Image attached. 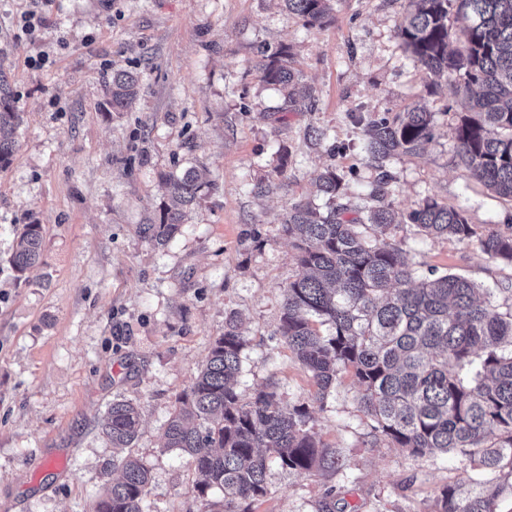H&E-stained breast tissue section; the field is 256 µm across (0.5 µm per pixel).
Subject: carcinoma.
Returning <instances> with one entry per match:
<instances>
[{"mask_svg": "<svg viewBox=\"0 0 512 512\" xmlns=\"http://www.w3.org/2000/svg\"><path fill=\"white\" fill-rule=\"evenodd\" d=\"M309 24H323L330 0H283ZM397 36L432 76L454 80L469 114L457 128L455 153L471 175L512 201V0H409ZM288 47L265 56V81L282 96L281 110L296 105V74ZM142 77L115 71L106 91L107 112H123L139 94ZM22 123L7 83L0 80V169L8 167ZM367 151L380 164L417 156L433 140V113L414 108L366 122ZM167 200L142 235L159 246L179 232L186 210L205 183L195 170L160 175ZM336 170L319 177L325 208L311 201L288 208L283 228L296 238V279L288 284L279 333L306 368L321 402L342 372L363 387L362 411L377 436L413 456L455 451L468 462L464 483L444 487L435 512H499L503 487L486 478L509 467L512 477V311L478 298L469 279L445 273L417 279L403 249L387 230L415 225L432 237L466 241L475 235L464 212L428 198L407 215L387 201L385 182L371 192L375 205L353 210L338 202ZM487 255L512 264V233L480 239ZM42 225L17 234L11 264L19 276L42 257ZM246 341L230 319L211 344L190 389L164 432V447L188 455L199 495L224 492V512H251L268 492L269 463L308 473L336 469L339 460L309 429V407H288L276 392L261 390L244 402L236 391ZM140 426L137 405L112 402L103 432L112 447H133ZM99 498L96 512H143L151 475L126 453Z\"/></svg>", "mask_w": 512, "mask_h": 512, "instance_id": "1", "label": "carcinoma"}]
</instances>
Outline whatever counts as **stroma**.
<instances>
[{
	"instance_id": "obj_1",
	"label": "stroma",
	"mask_w": 512,
	"mask_h": 512,
	"mask_svg": "<svg viewBox=\"0 0 512 512\" xmlns=\"http://www.w3.org/2000/svg\"><path fill=\"white\" fill-rule=\"evenodd\" d=\"M29 2L0 0V74L24 114L0 171V508L93 512L114 477L103 419L126 399L141 415L133 452L151 474L144 512H224L223 492L199 496L189 457L164 448L163 433L233 316L246 340L242 400L271 385L284 405L309 404L312 433L342 461L305 474L271 466L254 512H434L440 490L464 478L461 457L412 456L375 436L349 373L314 403L279 334L298 274L283 219L297 201L324 205L316 182L326 169L353 208L386 172L399 213L431 197L463 209L478 236L512 226V202L455 155L454 81L432 80L397 36L405 0H334L320 25L282 0H40L43 23L28 35L16 15ZM283 46L296 73L292 112L262 80L263 51ZM117 70L143 82L129 109L109 113L105 80ZM414 107L432 112V142L378 166L367 118ZM189 168L206 181L203 196L155 246L138 227L158 220L159 176ZM32 218L43 254L20 280L9 259ZM390 234L418 277L462 275L512 310V266L477 239L410 224Z\"/></svg>"
}]
</instances>
